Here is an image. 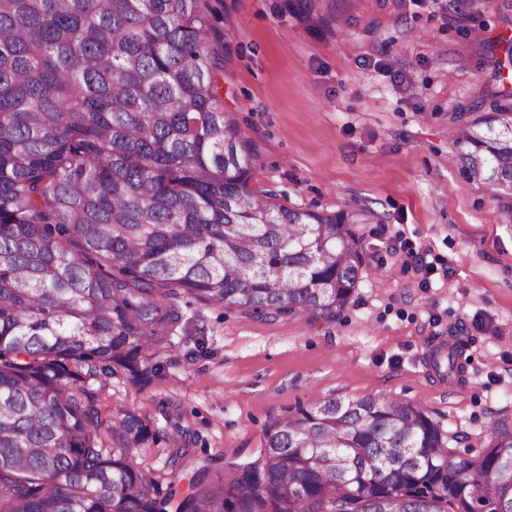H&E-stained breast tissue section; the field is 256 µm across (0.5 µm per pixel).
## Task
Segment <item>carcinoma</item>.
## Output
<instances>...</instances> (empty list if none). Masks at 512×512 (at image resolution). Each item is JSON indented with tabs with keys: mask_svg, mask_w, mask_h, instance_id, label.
Instances as JSON below:
<instances>
[{
	"mask_svg": "<svg viewBox=\"0 0 512 512\" xmlns=\"http://www.w3.org/2000/svg\"><path fill=\"white\" fill-rule=\"evenodd\" d=\"M321 25L338 0H288ZM485 0H448L479 33ZM223 0H0V512H512V422L475 459L421 405L330 398L258 460L162 494L136 462L189 429L104 417L91 384L162 375L191 297L332 320L365 266L367 205L288 208L224 111ZM452 119L453 163L512 216V90Z\"/></svg>",
	"mask_w": 512,
	"mask_h": 512,
	"instance_id": "carcinoma-1",
	"label": "carcinoma"
}]
</instances>
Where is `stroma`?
I'll use <instances>...</instances> for the list:
<instances>
[{"instance_id":"obj_1","label":"stroma","mask_w":512,"mask_h":512,"mask_svg":"<svg viewBox=\"0 0 512 512\" xmlns=\"http://www.w3.org/2000/svg\"><path fill=\"white\" fill-rule=\"evenodd\" d=\"M287 0H224V108L258 156L257 181L279 203L334 212L364 201L363 276L332 321L259 316L182 300L163 378L94 382L103 416L166 406L191 430L194 453L169 463L158 441L138 456L159 490L256 460L278 420L329 398L390 396L424 406L449 451L473 458L512 419V217L452 163L449 112L491 76L490 51L512 25L486 0L481 39L447 0H344L319 27ZM423 252L432 270L404 262ZM454 343L461 370L430 366Z\"/></svg>"}]
</instances>
